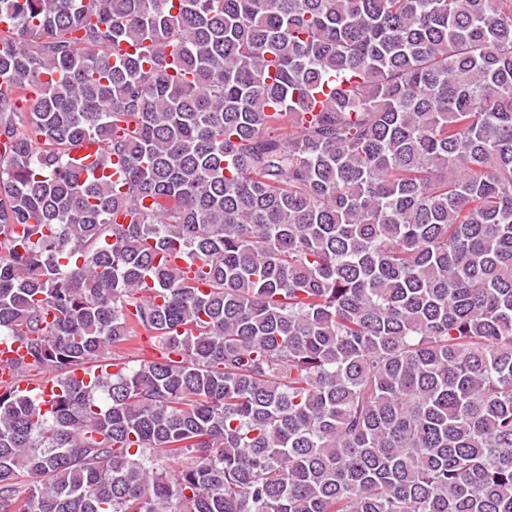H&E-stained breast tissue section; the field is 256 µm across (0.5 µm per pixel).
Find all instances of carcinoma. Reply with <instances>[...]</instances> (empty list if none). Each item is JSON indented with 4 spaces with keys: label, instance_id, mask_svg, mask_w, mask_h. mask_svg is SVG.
<instances>
[{
    "label": "carcinoma",
    "instance_id": "obj_1",
    "mask_svg": "<svg viewBox=\"0 0 512 512\" xmlns=\"http://www.w3.org/2000/svg\"><path fill=\"white\" fill-rule=\"evenodd\" d=\"M1 21L0 512H512V0ZM23 349L20 348L19 342H13L11 344L1 343L0 344V380L4 384H17L18 379L14 368V363L20 356L23 355ZM21 388L27 387V389H41L44 393V397L48 398V394L51 392V385L45 383L43 380L31 383H18Z\"/></svg>",
    "mask_w": 512,
    "mask_h": 512
}]
</instances>
